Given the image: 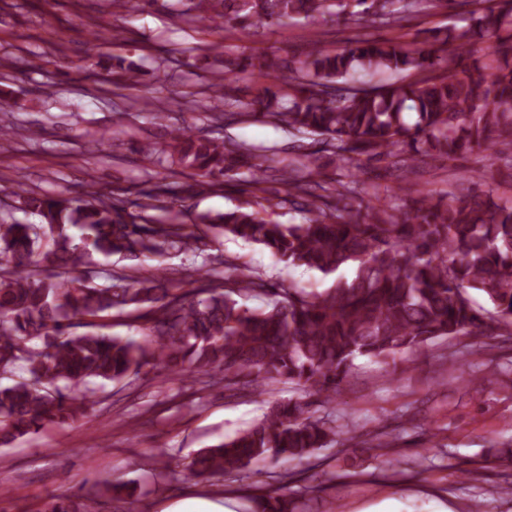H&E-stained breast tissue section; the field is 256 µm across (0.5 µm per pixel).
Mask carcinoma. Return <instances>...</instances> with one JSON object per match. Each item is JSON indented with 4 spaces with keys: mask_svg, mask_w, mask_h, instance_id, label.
<instances>
[{
    "mask_svg": "<svg viewBox=\"0 0 512 512\" xmlns=\"http://www.w3.org/2000/svg\"><path fill=\"white\" fill-rule=\"evenodd\" d=\"M455 2L175 0V6L190 22H219L248 35L318 17L399 26ZM477 35L493 40L482 66L474 59ZM203 51L219 74L211 98L319 148L278 169L264 153L244 162L243 144L176 128L166 146L141 148L159 171L135 212L93 190L83 198L34 190L17 196L15 208L40 222L0 221V379L13 380L0 386V447L75 423L95 403V382L120 383L150 368L196 375L207 385L232 377L258 397L280 381L301 392L233 438L200 450L189 471L201 480L253 464L301 461L337 444L384 450L395 447L386 431L337 440L336 428L314 415L308 398L336 404L361 356L386 359L437 339L512 336V199L423 188L409 205H381L378 191L357 178L372 161L391 158L402 170L452 162L476 146L512 170V0H497L465 26L409 42L356 39L337 52L288 58ZM400 71L419 78L354 86L359 76ZM243 74L274 83L244 102L234 95ZM326 156L343 170L332 187L322 180ZM170 160L220 190L232 181L257 187L274 172L301 221L278 224L239 206L199 215L208 230L201 235L196 225L178 221L165 184ZM218 235L263 245L324 276L347 265L355 273L314 292L293 282L270 286L229 259L222 281L203 277L202 265H164L174 252L205 255ZM100 256L125 265L103 269ZM146 260L157 265L143 277ZM473 291L486 305L476 304ZM260 295L268 297L262 308L241 303ZM141 308L152 320L141 340L73 332L78 320L91 326ZM248 500L246 512H319L277 489Z\"/></svg>",
    "mask_w": 512,
    "mask_h": 512,
    "instance_id": "obj_1",
    "label": "carcinoma"
}]
</instances>
